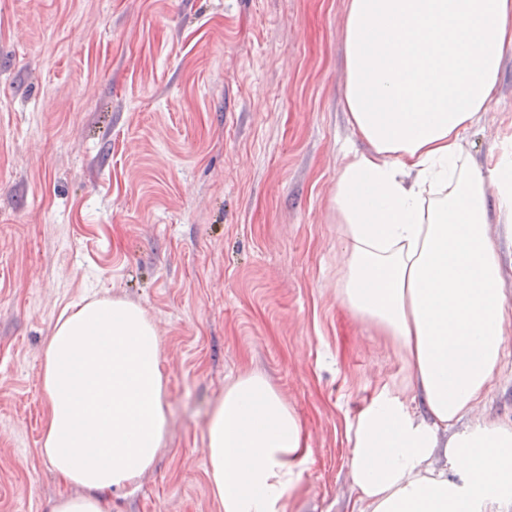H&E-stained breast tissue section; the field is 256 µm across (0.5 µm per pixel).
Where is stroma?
<instances>
[{
	"instance_id": "stroma-1",
	"label": "stroma",
	"mask_w": 512,
	"mask_h": 512,
	"mask_svg": "<svg viewBox=\"0 0 512 512\" xmlns=\"http://www.w3.org/2000/svg\"><path fill=\"white\" fill-rule=\"evenodd\" d=\"M348 0H0V512L77 494L41 455L43 356L63 312L140 306L168 430L110 512H222L212 411L265 376L307 462L286 512H351L347 428L412 373L344 302L339 173ZM471 166L512 157V48ZM476 416L512 422V365Z\"/></svg>"
}]
</instances>
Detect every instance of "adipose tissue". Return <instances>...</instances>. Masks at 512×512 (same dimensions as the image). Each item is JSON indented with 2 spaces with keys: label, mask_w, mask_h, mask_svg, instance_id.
<instances>
[{
  "label": "adipose tissue",
  "mask_w": 512,
  "mask_h": 512,
  "mask_svg": "<svg viewBox=\"0 0 512 512\" xmlns=\"http://www.w3.org/2000/svg\"><path fill=\"white\" fill-rule=\"evenodd\" d=\"M345 110L369 143L337 184L351 245L342 296L401 348L409 392L382 386L347 432L352 512H512V424L475 417L512 325L487 188L512 221V163L474 170L465 140L492 101L512 0H350ZM42 453L81 487L53 512H107L167 432L156 329L121 300L60 319L45 350ZM206 468L223 512H285L307 459L299 422L258 374L213 410Z\"/></svg>",
  "instance_id": "1"
}]
</instances>
